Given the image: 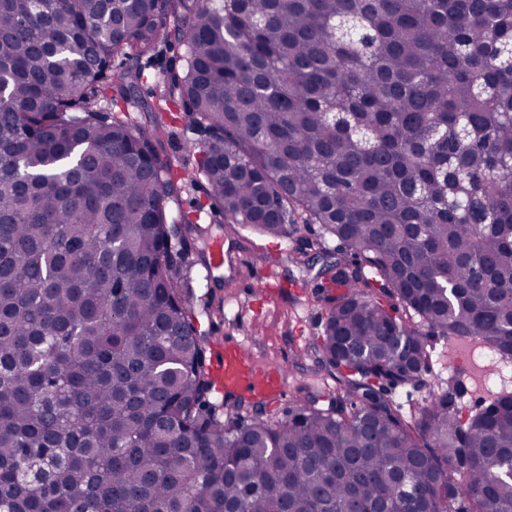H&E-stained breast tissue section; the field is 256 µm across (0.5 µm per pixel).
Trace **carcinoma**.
Instances as JSON below:
<instances>
[{"mask_svg":"<svg viewBox=\"0 0 512 512\" xmlns=\"http://www.w3.org/2000/svg\"><path fill=\"white\" fill-rule=\"evenodd\" d=\"M173 106L210 209L322 262L327 404L210 400ZM453 338L512 360V0H0V512H512L511 392L395 399ZM184 55V47L173 43L172 45H161L155 54L148 58L145 57L140 61V66L144 70L146 78L140 84L139 94L135 103L119 102L122 109L133 111L138 103H154L156 94L159 91L158 82L168 71H181L184 66L182 56ZM177 113L176 121L169 122V135L163 142L162 155L169 158L178 169V174L183 176L188 172H195L198 159V149L195 143L199 142V136L191 130L188 118L182 112Z\"/></svg>","mask_w":512,"mask_h":512,"instance_id":"cac0c4a2","label":"carcinoma"}]
</instances>
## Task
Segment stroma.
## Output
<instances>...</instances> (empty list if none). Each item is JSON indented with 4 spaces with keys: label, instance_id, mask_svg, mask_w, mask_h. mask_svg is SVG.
<instances>
[{
    "label": "stroma",
    "instance_id": "35a3bbf8",
    "mask_svg": "<svg viewBox=\"0 0 512 512\" xmlns=\"http://www.w3.org/2000/svg\"><path fill=\"white\" fill-rule=\"evenodd\" d=\"M183 54V46L175 43L160 46L152 57L141 60L145 79L139 88V102L154 103L159 80L168 71L182 70ZM198 140L187 116L171 122L162 153L179 174L195 170ZM213 235L223 244L222 265L209 270L198 263L189 271L192 307L206 335L208 362L217 360L219 344L230 333L239 336L247 350L262 363L285 369L289 395L302 390L324 396L331 393L334 383L325 373L314 371L311 362L295 361L298 349L312 344L321 330L324 309L314 297L312 283L290 280L287 266L282 265L274 270L273 287H265L238 263L239 256L245 254L254 265H262L261 240L249 231L234 232L226 225L214 229ZM455 365L452 359L437 360L423 384L397 389L396 399L403 411L427 402Z\"/></svg>",
    "mask_w": 512,
    "mask_h": 512
}]
</instances>
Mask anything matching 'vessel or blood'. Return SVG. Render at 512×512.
<instances>
[{"label": "vessel or blood", "mask_w": 512, "mask_h": 512, "mask_svg": "<svg viewBox=\"0 0 512 512\" xmlns=\"http://www.w3.org/2000/svg\"><path fill=\"white\" fill-rule=\"evenodd\" d=\"M287 376L282 368L256 362L236 337L224 339V358L214 376L216 392L232 396L243 391L270 400L283 395Z\"/></svg>", "instance_id": "vessel-or-blood-1"}]
</instances>
